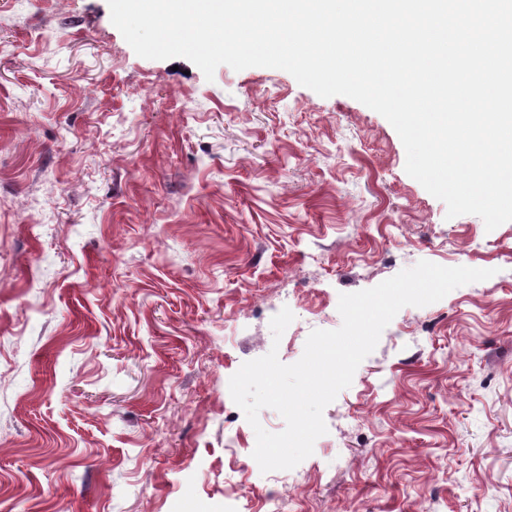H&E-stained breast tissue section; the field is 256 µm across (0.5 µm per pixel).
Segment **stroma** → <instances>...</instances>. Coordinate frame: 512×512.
<instances>
[{
	"mask_svg": "<svg viewBox=\"0 0 512 512\" xmlns=\"http://www.w3.org/2000/svg\"><path fill=\"white\" fill-rule=\"evenodd\" d=\"M405 162L286 71L209 81L107 0H0V512H512V222L447 218ZM421 260L495 274L402 308L261 473L230 377Z\"/></svg>",
	"mask_w": 512,
	"mask_h": 512,
	"instance_id": "obj_1",
	"label": "stroma"
}]
</instances>
